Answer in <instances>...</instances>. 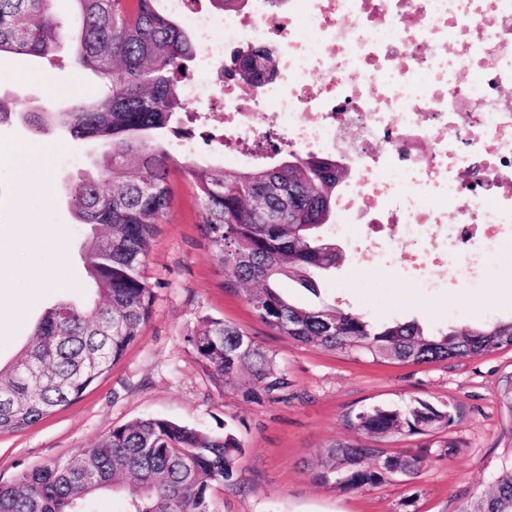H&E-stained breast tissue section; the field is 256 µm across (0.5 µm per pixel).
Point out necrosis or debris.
I'll return each mask as SVG.
<instances>
[{
    "label": "necrosis or debris",
    "mask_w": 512,
    "mask_h": 512,
    "mask_svg": "<svg viewBox=\"0 0 512 512\" xmlns=\"http://www.w3.org/2000/svg\"><path fill=\"white\" fill-rule=\"evenodd\" d=\"M197 40L188 104L224 99V138L255 154L267 130L343 154L355 178L337 228L372 267L420 245L400 278L437 264L473 283L512 241V0H286L246 16L168 0ZM279 46L276 82L241 103L220 69L241 42Z\"/></svg>",
    "instance_id": "4bbe7bcc"
}]
</instances>
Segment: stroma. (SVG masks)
<instances>
[{
  "label": "stroma",
  "mask_w": 512,
  "mask_h": 512,
  "mask_svg": "<svg viewBox=\"0 0 512 512\" xmlns=\"http://www.w3.org/2000/svg\"><path fill=\"white\" fill-rule=\"evenodd\" d=\"M103 79L76 67L69 54L0 56V94L46 110H71L102 96ZM195 137L200 159L233 168L224 156V106L200 119L179 117ZM24 147L43 161L37 173L13 165L7 152ZM96 149L62 131L38 133L12 120L0 125V361L10 362L36 319L60 298L88 292L81 252L89 238L64 191L93 171ZM175 199L158 224L144 266L154 292L152 314L121 360L76 402L19 432L0 435V483L15 482L44 461L66 460L113 427L162 417L220 434L233 429L245 453L243 487H215L210 512H463L494 481L507 458L503 430L512 424L501 401L512 376V349L432 365L379 364L308 348L276 335L253 316L240 293L224 288V271L200 231L192 186L173 173ZM343 262L321 278L318 293L286 284L301 304L334 302L371 321H415L430 329L512 317V242L490 261L483 284L417 288L387 267L356 270L355 247L340 236ZM62 277L59 288L48 280ZM206 315L233 323L277 353L293 383L285 403H249L217 388L200 369L186 335ZM415 399L450 406L449 434L459 446L407 480L341 492L316 483L307 464L324 446L351 439L343 422L352 410Z\"/></svg>",
  "instance_id": "35a3bbf8"
}]
</instances>
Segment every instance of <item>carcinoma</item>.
I'll list each match as a JSON object with an SVG mask.
<instances>
[{"label": "carcinoma", "instance_id": "obj_1", "mask_svg": "<svg viewBox=\"0 0 512 512\" xmlns=\"http://www.w3.org/2000/svg\"><path fill=\"white\" fill-rule=\"evenodd\" d=\"M70 31L53 0H0V54L45 57L63 50L74 64L104 79L103 97L73 112L31 111L0 97V123L16 115L37 131L64 129L98 148L94 172L67 186L77 223L93 237L84 266L103 302L81 307L61 300L46 309L20 357L0 366V434L24 430L78 400L108 373L148 321L154 294L141 273L155 226L172 207L169 172L194 186L208 246L225 270V288L244 292L254 316L307 347L373 363L423 365L467 360L512 348V319L430 332L415 321L377 324L335 304L287 300L288 280L317 293L316 277L336 267V242L316 233L336 210V171L327 159L298 170L257 164L216 171L196 154L173 155L159 139L186 102L181 70L197 44L159 0H74ZM276 70L274 49L234 51L224 78L254 90V63ZM202 371L217 385L254 402L288 401L291 382L277 354L233 323L204 317L186 336ZM354 440L326 447L313 477L340 491H366L393 477L411 478L427 456L391 453L387 440L448 432V406L415 399L349 414ZM244 444L230 428L214 435L165 418L114 427L66 461H50L0 484V512H90L91 496L128 481L137 497L127 512H209L216 485L242 481ZM471 512H512V459Z\"/></svg>", "mask_w": 512, "mask_h": 512}]
</instances>
